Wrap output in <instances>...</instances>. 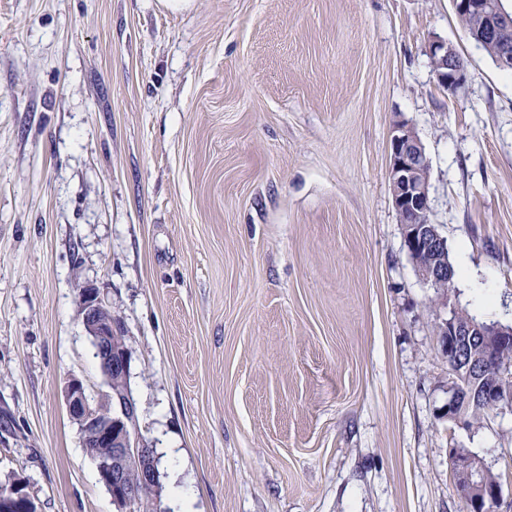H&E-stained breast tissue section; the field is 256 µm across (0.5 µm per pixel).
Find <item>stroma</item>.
<instances>
[{"label": "stroma", "instance_id": "1", "mask_svg": "<svg viewBox=\"0 0 512 512\" xmlns=\"http://www.w3.org/2000/svg\"><path fill=\"white\" fill-rule=\"evenodd\" d=\"M401 121L452 302L512 325V72L451 0H0V485L116 512L63 397L105 389L90 286L131 349L154 512H467L454 448L512 512V412L444 416V311L387 177ZM426 51L438 65L436 79L443 88L453 91L464 84L466 80L465 64L447 41L433 37L429 41Z\"/></svg>", "mask_w": 512, "mask_h": 512}]
</instances>
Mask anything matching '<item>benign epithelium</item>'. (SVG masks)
Masks as SVG:
<instances>
[{
  "label": "benign epithelium",
  "instance_id": "benign-epithelium-1",
  "mask_svg": "<svg viewBox=\"0 0 512 512\" xmlns=\"http://www.w3.org/2000/svg\"><path fill=\"white\" fill-rule=\"evenodd\" d=\"M456 13L471 11L487 15L486 27L476 35L483 43L498 39L512 26L508 16L488 0H452ZM427 53L436 61L438 83L453 91L464 84L466 67L447 41L432 38ZM431 162L421 146L414 129L407 124L393 128L390 139L388 179L393 206L402 222L405 244L412 261L418 264L423 279L435 288L451 280L444 257L445 237L430 220ZM80 305L84 313L86 329L96 346L101 366L106 371L105 382L112 387V375L126 376L129 371L130 350L123 345L125 330L112 318V311L100 290L83 288ZM441 305L446 309L438 328L445 337L448 357V405L445 417L457 426H468L465 407L471 401L469 391L456 388L459 376L466 378L481 374L498 365L496 349L502 342L512 339V328L480 323L468 319L458 320L456 307L443 297ZM503 383L490 382L480 391L481 402L491 414L512 409V369H497ZM106 408L94 401L84 381L75 374L69 376L64 388V402L68 414L84 424L90 445L101 448L94 462L99 480L110 493L113 502L122 510H135L140 494L157 489L158 468L154 451L142 442L137 430L136 406L129 390L121 393L107 392ZM460 448L450 450L453 464L455 489L468 506V512H490L502 496V485L487 486L481 480L483 463L469 455L468 465L459 466ZM0 512H38L35 499L25 490L22 482L14 483L9 495L0 498Z\"/></svg>",
  "mask_w": 512,
  "mask_h": 512
}]
</instances>
